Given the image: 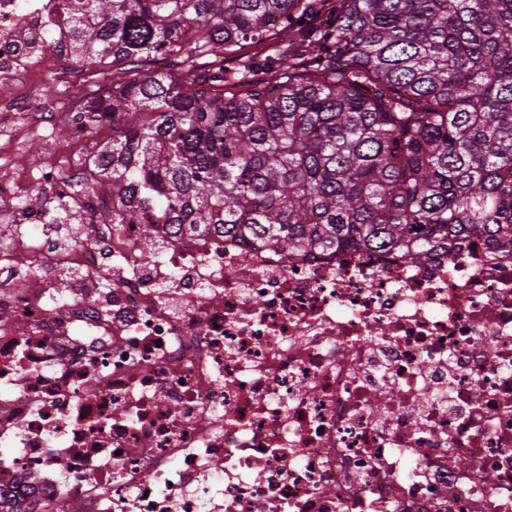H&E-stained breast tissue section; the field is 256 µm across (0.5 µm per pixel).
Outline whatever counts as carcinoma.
I'll return each mask as SVG.
<instances>
[{
    "mask_svg": "<svg viewBox=\"0 0 512 512\" xmlns=\"http://www.w3.org/2000/svg\"><path fill=\"white\" fill-rule=\"evenodd\" d=\"M57 0L42 47L95 90L66 134L112 124L87 189L112 223L283 252L421 264L512 248V0ZM275 53L241 56L246 43Z\"/></svg>",
    "mask_w": 512,
    "mask_h": 512,
    "instance_id": "cac0c4a2",
    "label": "carcinoma"
}]
</instances>
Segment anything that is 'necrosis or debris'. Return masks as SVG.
Here are the masks:
<instances>
[{
    "label": "necrosis or debris",
    "mask_w": 512,
    "mask_h": 512,
    "mask_svg": "<svg viewBox=\"0 0 512 512\" xmlns=\"http://www.w3.org/2000/svg\"><path fill=\"white\" fill-rule=\"evenodd\" d=\"M56 0H0V67ZM0 104V512H512V251L421 265L159 225L153 258ZM46 190L93 210L83 245Z\"/></svg>",
    "instance_id": "necrosis-or-debris-1"
}]
</instances>
